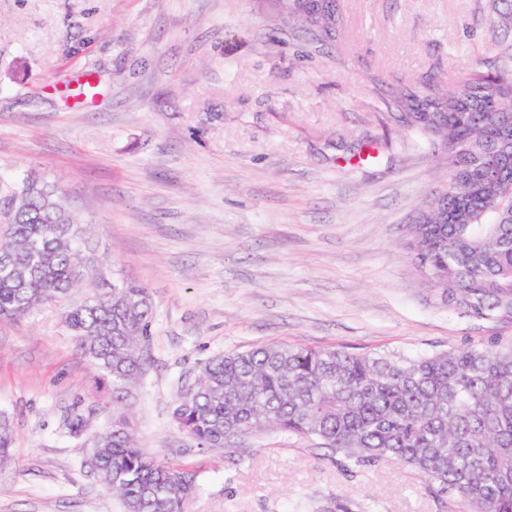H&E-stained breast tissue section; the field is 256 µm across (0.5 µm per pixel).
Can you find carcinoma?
<instances>
[{"instance_id": "cac0c4a2", "label": "carcinoma", "mask_w": 512, "mask_h": 512, "mask_svg": "<svg viewBox=\"0 0 512 512\" xmlns=\"http://www.w3.org/2000/svg\"><path fill=\"white\" fill-rule=\"evenodd\" d=\"M312 15L305 0H266L276 25L310 29L324 42L345 30L340 9ZM512 71L464 73L449 90L403 85L394 107L407 127L441 141L448 159L438 212L424 206L405 248L441 302L484 319L512 321V156L502 177L472 185L487 149L502 141L498 96ZM0 316L21 320L48 303L65 306L79 354L107 388L109 428L97 439L95 475L125 512H189L192 471L143 451L131 408L148 360L153 303L128 280L79 303L71 293L96 271L86 229L56 189L0 175ZM196 397L176 399L171 417L200 448H223L251 433L322 441L344 464L393 459L429 489L453 491L468 512H512V342L491 338L416 357L335 347L268 344L205 361ZM14 428L0 419V466Z\"/></svg>"}]
</instances>
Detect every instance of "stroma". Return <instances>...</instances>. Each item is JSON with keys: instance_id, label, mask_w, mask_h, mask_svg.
Returning a JSON list of instances; mask_svg holds the SVG:
<instances>
[{"instance_id": "1", "label": "stroma", "mask_w": 512, "mask_h": 512, "mask_svg": "<svg viewBox=\"0 0 512 512\" xmlns=\"http://www.w3.org/2000/svg\"><path fill=\"white\" fill-rule=\"evenodd\" d=\"M342 6L345 34L326 45L273 31L256 0H0V172L55 185L88 225L100 267L73 301L120 279L148 289L132 414L147 454L196 472L191 512L464 510L392 460L348 470L275 434L199 448L171 418L219 353L512 340V322L442 304L406 256L446 165L387 109L401 82L512 69V0ZM102 403L58 306L0 318V412L15 428L0 512H125L84 466ZM74 410L79 439L62 430Z\"/></svg>"}]
</instances>
